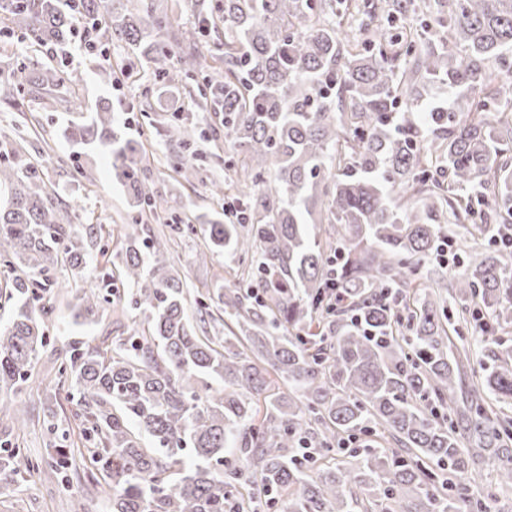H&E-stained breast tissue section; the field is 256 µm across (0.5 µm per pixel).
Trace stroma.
<instances>
[{
	"label": "stroma",
	"instance_id": "35a3bbf8",
	"mask_svg": "<svg viewBox=\"0 0 512 512\" xmlns=\"http://www.w3.org/2000/svg\"><path fill=\"white\" fill-rule=\"evenodd\" d=\"M66 63L81 75L77 93L87 110H94L101 101H109L114 115L127 134L141 140L149 158L144 172L147 183L162 199L167 214L186 217L219 209L212 196V183L230 181L233 176L226 160L231 153L224 139L221 118L210 112L190 110L187 102L175 101L169 108L189 114V134L181 140L164 139V126L158 123L153 94L147 93L144 82L137 78L115 83L102 76L104 68L113 71L138 68V61L127 52L112 46L88 47L83 33H75L65 47L38 46L23 38L13 25L0 22V67L25 65L28 72L39 75ZM69 116L64 102L49 103L37 95L25 96L19 103L0 101V155L13 157L19 165L39 164L47 188L60 193L65 202H77L86 209L90 223L104 225L113 236H121L131 221V213L122 187L112 176V167L105 156L73 155L70 143L63 136ZM188 159L192 172H175L177 161ZM84 170L83 179H76L77 170ZM202 235H172L169 261L173 273L188 287L191 296L206 294L216 280L232 284L240 274L238 262L214 255L207 263L194 260L196 251L204 249ZM55 277L64 284L54 293L55 312L47 321L48 344L40 351L28 382L24 398L33 422L24 435H17L10 402L0 403V439L17 440L28 458L45 455L53 445L78 443L86 447L79 428L72 418L68 402L52 404L50 389L60 361L73 338L80 337L93 344L103 340L133 335L138 329L131 312L108 307L99 311L90 322L77 319L74 290L68 289L72 274L59 266ZM479 319L461 325L451 334L452 349L467 350L468 371L456 388L457 399L468 397L474 375L488 373L493 362L491 348L501 343L512 345V327L483 333ZM499 459L494 450H486L475 466L478 475L471 491L485 495L495 489V500L489 501L487 512H512V491L496 489ZM109 496L102 489L84 481L71 480L67 489L46 479L36 471L24 472L22 478L0 490V512H109Z\"/></svg>",
	"mask_w": 512,
	"mask_h": 512
}]
</instances>
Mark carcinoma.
Returning <instances> with one entry per match:
<instances>
[{
  "mask_svg": "<svg viewBox=\"0 0 512 512\" xmlns=\"http://www.w3.org/2000/svg\"><path fill=\"white\" fill-rule=\"evenodd\" d=\"M157 2L7 0L5 14L38 43L88 26L90 47L123 44L153 90L224 113L235 196L170 231H202L200 260L237 257L241 284L216 288L224 338L198 335L167 241L135 236L158 208L140 141L109 106L84 111L74 71L0 74L1 99L70 95L65 137L112 159L132 212L118 269L133 287L124 297L95 273L102 225L81 223L37 167L0 162V257L14 272L0 391L21 392L47 346L57 266L83 283L84 319L115 301L143 316L137 336L72 340L54 390L99 447L48 450L36 470L86 471L112 489V512H358V490L379 512H456L471 461L497 448L498 483L512 488V418L485 399L512 400V348L493 352L496 368L461 406L469 353L448 355L470 302L484 330L512 323L500 228L512 220V0H183L190 31ZM420 2L427 20L412 31L402 22ZM221 25L215 67L201 50ZM479 236L494 251L469 250L448 288L440 244L461 251ZM249 395L264 396L260 421ZM356 431L373 439L329 463ZM22 465L0 453V475Z\"/></svg>",
  "mask_w": 512,
  "mask_h": 512,
  "instance_id": "1",
  "label": "carcinoma"
}]
</instances>
